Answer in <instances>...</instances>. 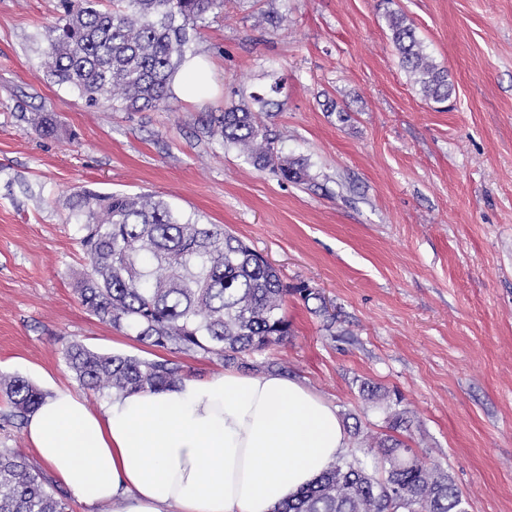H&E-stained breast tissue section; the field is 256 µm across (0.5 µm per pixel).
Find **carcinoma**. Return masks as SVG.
<instances>
[{"label":"carcinoma","instance_id":"cac0c4a2","mask_svg":"<svg viewBox=\"0 0 512 512\" xmlns=\"http://www.w3.org/2000/svg\"><path fill=\"white\" fill-rule=\"evenodd\" d=\"M388 8L385 19L402 69L423 98L448 100L452 84L405 14ZM224 0H59L60 16L41 33L47 73L76 88L93 106L114 110L169 106L168 87L186 48L201 37L206 15ZM275 82L251 95V105L231 106L215 120L224 144L257 170L273 168L293 183L309 179L307 165L274 146L256 113L268 111ZM74 209L85 231L87 267L77 281L83 306L101 321L129 327L151 346L216 353L224 363L283 343L291 325L282 313L290 293L279 272L240 238L214 224H200L152 195H79ZM86 392L124 394L159 390L184 378L171 360H149L94 351L73 342L62 351ZM0 395L24 421L45 394L20 376L0 373ZM404 413L388 418L389 434L370 446L378 479L367 463L342 456L278 512H468L469 503L440 466L426 465L395 432ZM0 512H68L44 478L15 448L0 449Z\"/></svg>","mask_w":512,"mask_h":512}]
</instances>
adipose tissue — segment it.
<instances>
[{
	"label": "adipose tissue",
	"mask_w": 512,
	"mask_h": 512,
	"mask_svg": "<svg viewBox=\"0 0 512 512\" xmlns=\"http://www.w3.org/2000/svg\"><path fill=\"white\" fill-rule=\"evenodd\" d=\"M27 438L94 512H277L348 446L334 406L277 373L183 378L88 407L56 389Z\"/></svg>",
	"instance_id": "1"
}]
</instances>
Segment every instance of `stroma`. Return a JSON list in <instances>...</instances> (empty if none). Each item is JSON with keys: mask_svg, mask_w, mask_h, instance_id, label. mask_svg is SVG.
<instances>
[{"mask_svg": "<svg viewBox=\"0 0 512 512\" xmlns=\"http://www.w3.org/2000/svg\"><path fill=\"white\" fill-rule=\"evenodd\" d=\"M56 2L0 0V372L76 389L71 342L198 379L224 372L78 299L77 194L156 195L312 290L284 303L288 339L245 363L304 384L371 436L387 433L388 411L362 383L400 393L401 439L448 471L469 512H512V0H394L448 70L444 111L400 67L380 0H227L185 54L213 67L197 100L92 106L44 68ZM275 79L260 120L305 159L303 184L211 133ZM48 112L54 137L35 130Z\"/></svg>", "mask_w": 512, "mask_h": 512, "instance_id": "obj_1", "label": "stroma"}]
</instances>
